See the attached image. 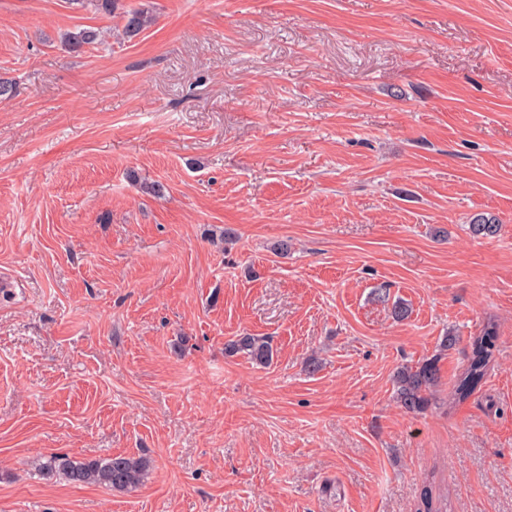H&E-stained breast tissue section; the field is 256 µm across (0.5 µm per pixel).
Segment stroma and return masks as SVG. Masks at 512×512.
Returning a JSON list of instances; mask_svg holds the SVG:
<instances>
[{"label":"stroma","instance_id":"1","mask_svg":"<svg viewBox=\"0 0 512 512\" xmlns=\"http://www.w3.org/2000/svg\"><path fill=\"white\" fill-rule=\"evenodd\" d=\"M122 2L156 22L0 0V512H512V0ZM78 26L107 36L69 54ZM52 453L152 471L77 486ZM122 9L123 29L128 37L138 36L154 21L153 14L145 8L125 6ZM497 341L493 322H487L480 335L471 338L467 364L453 385V403L464 402L482 388L495 359ZM228 356L243 355L257 366H267L273 359L274 349L267 337L249 333L233 336L224 344ZM396 399L407 413H422L430 403L439 380L436 360H426L416 366H403L394 374ZM35 468L46 477H62L76 485H102L131 491L149 478L150 461L142 456L113 455L104 459H77L66 454L40 458Z\"/></svg>","mask_w":512,"mask_h":512}]
</instances>
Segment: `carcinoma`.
Listing matches in <instances>:
<instances>
[{
  "label": "carcinoma",
  "mask_w": 512,
  "mask_h": 512,
  "mask_svg": "<svg viewBox=\"0 0 512 512\" xmlns=\"http://www.w3.org/2000/svg\"><path fill=\"white\" fill-rule=\"evenodd\" d=\"M122 18L124 32L129 37L139 35L154 21L149 10L130 6L123 7ZM100 40L99 29L85 27L66 34L64 45L69 51L79 53ZM469 230L476 238L493 237L498 232V224L495 219L480 214L472 218ZM497 341L496 327L490 321L480 335L471 338L467 364L453 385V402H463L482 388L495 359ZM224 353L242 355L251 363L264 367L272 361L274 349L268 338L245 333L226 341ZM438 380L439 369L432 359L416 366L401 367L394 374L397 402L407 413L425 411ZM35 468L46 477L58 476L76 485H102L114 491H131L148 480L151 465L142 456L119 454L104 459H77L54 454L38 459ZM417 512H448V496L435 495L431 489L424 490Z\"/></svg>",
  "instance_id": "carcinoma-1"
}]
</instances>
